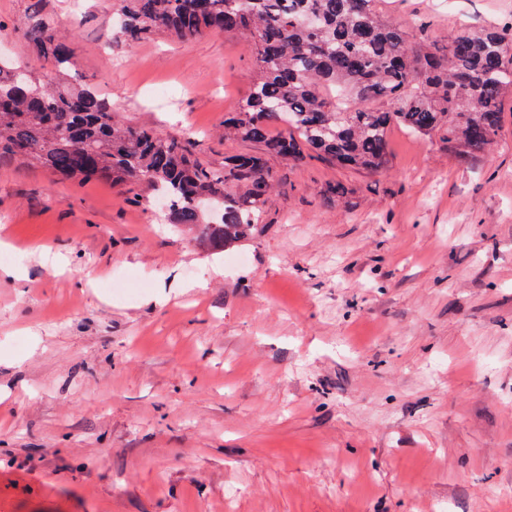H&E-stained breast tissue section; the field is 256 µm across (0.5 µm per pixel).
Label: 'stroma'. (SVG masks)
Listing matches in <instances>:
<instances>
[{"mask_svg": "<svg viewBox=\"0 0 512 512\" xmlns=\"http://www.w3.org/2000/svg\"><path fill=\"white\" fill-rule=\"evenodd\" d=\"M121 0H0V50L41 71L52 14L72 80L114 115L250 151L224 115L254 79L232 34L120 42ZM429 44L512 23V0H383ZM498 146L388 133L369 174L271 160L242 263L133 186L0 159V512H512V98ZM341 183L347 203L324 204ZM135 275L126 301L108 281Z\"/></svg>", "mask_w": 512, "mask_h": 512, "instance_id": "1", "label": "stroma"}]
</instances>
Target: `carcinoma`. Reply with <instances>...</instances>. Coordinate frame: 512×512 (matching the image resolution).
I'll return each instance as SVG.
<instances>
[{"mask_svg":"<svg viewBox=\"0 0 512 512\" xmlns=\"http://www.w3.org/2000/svg\"><path fill=\"white\" fill-rule=\"evenodd\" d=\"M115 27L128 44L159 31L246 37L256 77L224 114V133L257 151L208 163L187 138L115 122L95 88L71 83L72 50L41 17L31 52L57 88L21 61L0 64V158L83 182L141 185L148 193L130 203L164 201L172 228L214 254L253 237L274 181L270 158L379 172L398 125L445 140L465 160L497 142L501 103L512 97V28L463 25L430 49L384 20L380 0H123Z\"/></svg>","mask_w":512,"mask_h":512,"instance_id":"carcinoma-1","label":"carcinoma"}]
</instances>
